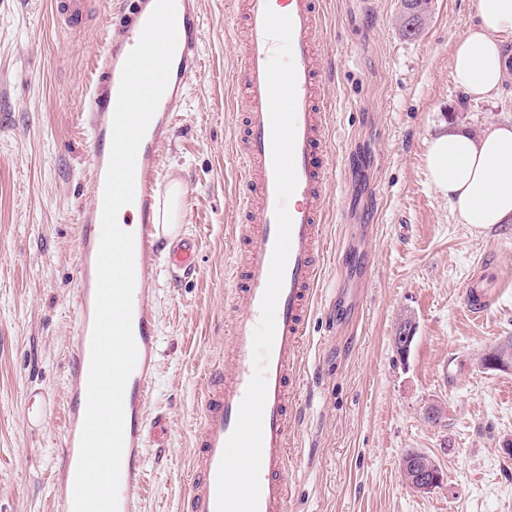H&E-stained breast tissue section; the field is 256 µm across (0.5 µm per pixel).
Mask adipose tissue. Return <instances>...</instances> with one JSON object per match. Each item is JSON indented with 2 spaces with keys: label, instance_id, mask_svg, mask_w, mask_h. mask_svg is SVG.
<instances>
[{
  "label": "adipose tissue",
  "instance_id": "1",
  "mask_svg": "<svg viewBox=\"0 0 512 512\" xmlns=\"http://www.w3.org/2000/svg\"><path fill=\"white\" fill-rule=\"evenodd\" d=\"M476 20L451 59L456 84L470 98L491 97L506 78L512 48V0H475ZM429 178L461 223L512 224V124L475 136L448 130L432 137Z\"/></svg>",
  "mask_w": 512,
  "mask_h": 512
}]
</instances>
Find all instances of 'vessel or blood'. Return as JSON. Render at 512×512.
Instances as JSON below:
<instances>
[{
    "mask_svg": "<svg viewBox=\"0 0 512 512\" xmlns=\"http://www.w3.org/2000/svg\"><path fill=\"white\" fill-rule=\"evenodd\" d=\"M126 9L94 66L83 123L90 149L92 191L81 203V230L74 297L76 346L66 383V411L60 438L61 466L55 475L53 512H72V495L84 424L91 336L95 315L97 256L102 229L103 198L110 161L113 116L124 63L136 46L155 0H124ZM178 41L169 82L138 149L135 196L138 217L134 235L132 328L137 362L124 392V441L121 459L118 512H139L145 483L143 450L150 437H163V419L147 420L157 370L158 317L148 286L147 272L165 258L170 272L191 274L197 269L195 239L180 237L165 242L156 220L164 190L160 151L175 128L171 105L180 100L191 75L203 68V17L199 0H175ZM85 0H52L55 16L73 28L85 19ZM322 0H228L230 14H242L247 40L237 90L248 107L236 153L239 206L234 233L245 246L246 262H233L228 273L235 282L239 305L225 321L229 338L225 359L210 367L200 400L194 433L192 464L188 473L190 512H216V482L226 441L235 428L240 403L254 371L253 333L261 316L276 236V191L271 152V127L266 67L275 44L264 32V11L291 17L292 52L297 72L295 168L297 187L287 202L293 220L291 249L284 285L276 309V331L266 369L267 397L263 416L259 512H288L287 466L290 431L296 418L298 374L307 323L314 305L325 254L328 130L333 103L323 93L328 76L322 52ZM493 291L483 274H474L465 290L471 317H482Z\"/></svg>",
    "mask_w": 512,
    "mask_h": 512,
    "instance_id": "1",
    "label": "vessel or blood"
}]
</instances>
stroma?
I'll return each mask as SVG.
<instances>
[{
  "instance_id": "1",
  "label": "stroma",
  "mask_w": 512,
  "mask_h": 512,
  "mask_svg": "<svg viewBox=\"0 0 512 512\" xmlns=\"http://www.w3.org/2000/svg\"><path fill=\"white\" fill-rule=\"evenodd\" d=\"M201 10L205 66L175 105L162 151L166 181L185 191L180 228L197 242L198 267L176 279L160 262L150 275L159 343L146 414L164 417L168 432L144 450L141 512H183L201 383L224 353L237 303L226 267L243 22L226 0H201ZM122 11L123 0H87L75 31L50 0H0V512H52L63 414L32 431L28 396L65 401L79 211L92 189L80 114L104 33ZM402 11L403 0H323L335 176L299 364L288 512H512V371L478 365L512 336V224L460 223L425 163L442 130L479 135L512 123V72L497 95L468 99L451 58L473 0H431L413 38L399 30ZM354 249L372 257L368 279L342 262ZM478 271L501 287L475 321L463 292ZM407 321L415 337L402 357L393 338ZM411 448L444 473L431 493L404 482Z\"/></svg>"
}]
</instances>
